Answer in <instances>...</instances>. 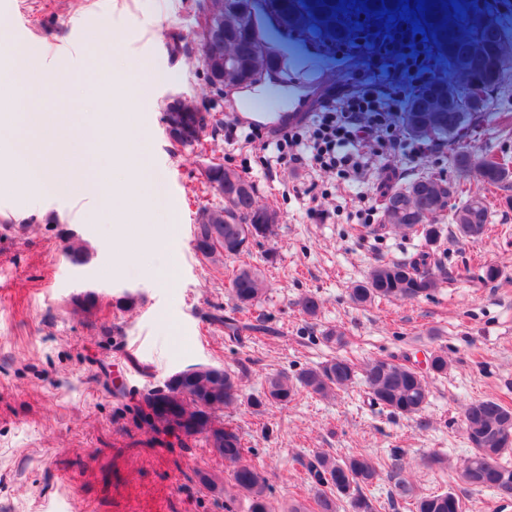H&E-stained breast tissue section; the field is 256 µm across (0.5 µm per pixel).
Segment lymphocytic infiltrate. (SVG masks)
Instances as JSON below:
<instances>
[{"mask_svg":"<svg viewBox=\"0 0 512 512\" xmlns=\"http://www.w3.org/2000/svg\"><path fill=\"white\" fill-rule=\"evenodd\" d=\"M419 66L418 59H410L401 83L363 81L328 96L303 121L279 132L277 163L333 172L345 184H364L375 161L417 154V146L402 139L399 119L418 83Z\"/></svg>","mask_w":512,"mask_h":512,"instance_id":"lymphocytic-infiltrate-1","label":"lymphocytic infiltrate"}]
</instances>
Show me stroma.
Returning <instances> with one entry per match:
<instances>
[{
    "instance_id": "obj_1",
    "label": "stroma",
    "mask_w": 512,
    "mask_h": 512,
    "mask_svg": "<svg viewBox=\"0 0 512 512\" xmlns=\"http://www.w3.org/2000/svg\"><path fill=\"white\" fill-rule=\"evenodd\" d=\"M198 2L0 0L7 26L0 67L8 49L35 42L44 48L37 67L66 70L80 89L94 55L113 70L143 61L170 73L164 82L128 81L139 91L133 118L144 134L156 194L141 221L168 231L164 249L120 263L125 244L99 219L114 202L84 194L80 183L63 194L24 184L0 191V512H246L245 499L227 500L222 488L196 477L203 470L228 480L220 457L198 442L186 450L151 442L139 429L136 407L147 391L199 364L242 375L245 393L257 394L270 374H295L336 354L358 363L408 354L418 361L429 350L447 355L448 372L430 377L429 404L417 416L390 415L357 383L330 400L302 391L259 414L241 404L224 420L243 435L246 462L264 472L275 512L310 504L299 460L316 452L401 455L399 478L384 474L366 489L377 512H410L415 498L449 489L464 512H512V497L448 478L471 450L464 407L494 397L512 408V209L494 207L491 229L478 240L462 239L452 224L443 235L448 265L474 273L496 265L495 282L459 281L430 298L355 306L350 287L376 263L412 254L418 238L363 230L349 205L359 186L338 184L334 173L260 164L248 142L256 127L248 114L258 100L285 116L309 111L329 89L354 78L394 80L404 53L354 67L300 40L276 38L271 45L282 69L215 100L192 41L202 21ZM105 27L117 37L107 48L96 42ZM30 93L40 112L15 115L17 125L40 122L55 151L90 156L96 168L111 170V157L99 149L96 114L118 110L115 99L97 97L85 109L60 111L51 89ZM179 95L217 105L237 125L236 134L209 130L198 145L172 144L165 107ZM494 100L469 144L481 154H512L504 117L512 110V72ZM220 162L253 182L260 203L276 211L279 231L240 259L214 264L195 252L193 230L201 209L215 201L204 190L203 170ZM312 184L324 194L321 218L307 212ZM70 236L88 249L87 263L66 258ZM242 262L266 274L269 291L258 312L272 334L237 344L210 316L230 308V277ZM307 295L321 304L317 318L300 311ZM330 328L343 332L344 346L325 341ZM431 456L439 464H428ZM399 479L410 488L403 497L392 494Z\"/></svg>"
}]
</instances>
